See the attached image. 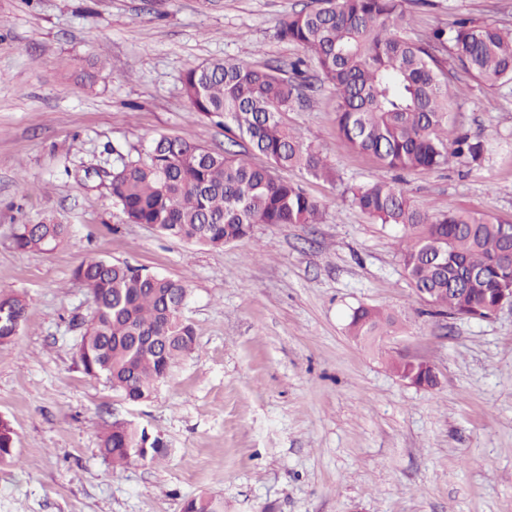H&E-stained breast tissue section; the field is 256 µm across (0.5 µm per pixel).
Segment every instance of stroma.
Instances as JSON below:
<instances>
[{"mask_svg":"<svg viewBox=\"0 0 512 512\" xmlns=\"http://www.w3.org/2000/svg\"><path fill=\"white\" fill-rule=\"evenodd\" d=\"M310 0H0V290L27 301L0 346V415L16 431L0 465V512H182L211 493L224 512H512V307L486 319L436 314L410 287L401 230L346 189L375 179L436 212L512 224V83L458 74L451 119L479 162L390 170L336 132V90L315 84L286 116L335 169L282 176L318 201V224H257L220 249L127 224L106 178L116 153L144 156L179 135L215 151L244 141L192 112L183 71L232 56L277 65L303 55L278 36ZM414 36L461 17L512 26V0H408ZM65 225L47 252L12 244L20 224ZM189 279L196 334L153 397L135 404L85 375L90 315L74 276L86 258ZM394 315L380 346L355 341L358 306ZM432 366L419 388L390 355ZM132 419L166 442L157 462L112 468L106 422Z\"/></svg>","mask_w":512,"mask_h":512,"instance_id":"35a3bbf8","label":"stroma"}]
</instances>
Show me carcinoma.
Segmentation results:
<instances>
[{
	"instance_id": "1",
	"label": "carcinoma",
	"mask_w": 512,
	"mask_h": 512,
	"mask_svg": "<svg viewBox=\"0 0 512 512\" xmlns=\"http://www.w3.org/2000/svg\"><path fill=\"white\" fill-rule=\"evenodd\" d=\"M279 36L303 47L336 89L338 135L392 170L430 171L450 156L481 159L482 145L450 123L454 70L489 87L512 83V29L460 18L447 30L416 39L405 0H314L281 20ZM301 65L226 57L186 70L182 90L192 111L248 140L251 152H213L162 134L144 159L117 154L111 193L125 223L214 248L247 236L255 224L320 223L319 203L300 184L277 175L299 169L335 179L322 153L285 121V113L305 98ZM252 154L267 165H255ZM350 192L371 220L403 231L401 261L417 296H427L440 313L470 319L495 313L498 290L512 279L501 221L469 212L432 213L385 180ZM66 235L62 224H22L14 245L22 252L42 251ZM74 275L91 299L78 348L83 372L105 378L134 403L148 401L172 365L194 350L195 331L184 315L189 281L93 257ZM25 313L24 300L0 291V346L15 342ZM395 323L379 309L359 306L349 331L357 341L373 343ZM387 363L402 379L433 383L432 367L424 362L390 357ZM14 445L13 425L0 416L1 465L11 461ZM100 452L112 466L124 467L152 463L168 448L147 427L114 420L102 432ZM182 512H224V500L199 495L186 500Z\"/></svg>"
}]
</instances>
